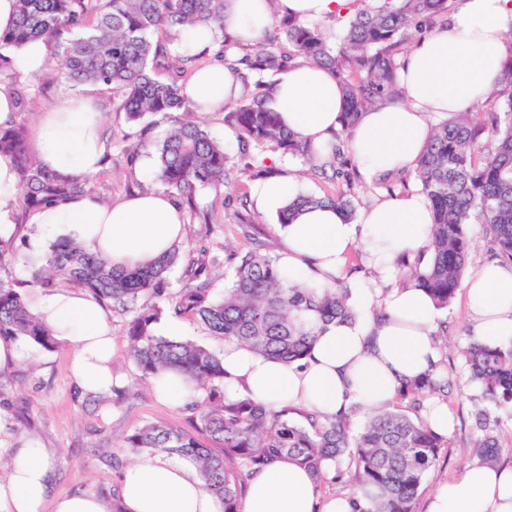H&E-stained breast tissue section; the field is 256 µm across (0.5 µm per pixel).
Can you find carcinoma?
<instances>
[{"label":"carcinoma","instance_id":"1","mask_svg":"<svg viewBox=\"0 0 512 512\" xmlns=\"http://www.w3.org/2000/svg\"><path fill=\"white\" fill-rule=\"evenodd\" d=\"M17 2V22L0 33V49L41 38L53 44L57 59L56 67L40 76L44 82L102 86L129 121H170L156 152L157 180L165 193L185 206L192 220L198 190L214 189L225 196V205L239 204L237 224L249 238L255 212L247 197L232 196L234 157H248L253 149L301 156L312 170L329 167L336 179L351 186L355 165L350 129L366 106L401 99L399 58L413 34L443 24L453 6V0H355L357 7L342 17L335 42L316 23L276 15L259 42L244 45L224 35V0ZM194 28L216 33L219 49L213 59L242 79L241 96L224 107V120L236 134L234 155L199 125L177 117L188 112L182 87L207 58L204 53H182L173 60L170 45ZM299 59L331 71L345 94L342 130L322 159L314 158L311 145L287 131L278 113L265 106L272 79ZM0 81L13 86L18 105V118L0 129V155L10 157L19 174L16 228L21 229L30 212L92 191L94 178L63 177L37 164L28 148L34 89L1 55ZM485 108L491 112L488 123L475 121L470 112L439 121L415 168L417 186L432 210L433 251L411 261L401 258L398 264L442 310L461 286L472 224L489 231V259L512 264V60ZM307 205L332 206L349 217L357 208L345 191L308 193L288 208L281 222ZM183 252L178 244L149 268L116 269L65 238L48 247V273L40 277L41 287L67 284L119 308L128 315L123 327L128 357L141 378L176 369L205 392L202 400L189 404L192 414L185 425L145 424L126 436L125 447L133 453L164 451L195 463L224 512H239L245 479L282 457L306 467L320 482L329 479L326 470L331 469L338 479L349 476L357 493L379 489L365 512H413L422 482L445 447L443 436L421 412L427 399L445 393L447 381L434 374L406 384L395 403L369 414L356 429L352 422L358 405L322 418L289 406L272 409L231 397L224 388L221 355L189 339L159 336L154 325L170 315L202 325L225 343L293 361L307 354L319 331L354 320L349 289L340 281L320 290L289 285L270 246L256 240L252 247L222 257L200 246L197 256L182 266L179 290L170 293L167 273ZM14 259L11 241L0 239V339L51 351L57 340L28 308L23 282L12 275ZM220 276L224 292L216 294L213 284ZM460 356L476 388L471 396L477 406L471 448L479 462H491L501 448L504 419L512 418V341L471 339Z\"/></svg>","mask_w":512,"mask_h":512}]
</instances>
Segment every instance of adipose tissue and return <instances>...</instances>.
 Wrapping results in <instances>:
<instances>
[{
  "mask_svg": "<svg viewBox=\"0 0 512 512\" xmlns=\"http://www.w3.org/2000/svg\"><path fill=\"white\" fill-rule=\"evenodd\" d=\"M351 0H224V31L244 42L259 40L274 15L322 21L344 14ZM25 79L46 72L53 49L38 39L8 55ZM512 60V0H456L446 24L413 43L401 60L404 101L366 109L352 128L357 169L374 186L414 168L435 114L483 105ZM239 93L223 64L200 70L183 94L199 112H219ZM287 127L327 155L341 129L342 89L327 69L304 63L279 75L267 98ZM102 117L92 94L64 97L37 116L34 155L45 169L64 175L97 173L105 145ZM307 187L292 172L253 183L256 213L275 219L283 244L280 264L289 284L319 288L339 281L352 286L351 323L329 325L305 359L288 364L229 343L224 347V385L232 396L267 406L288 404L334 415L359 403L372 408L396 396L405 380L434 371L440 350L434 334L441 312L426 292L403 284L400 255L423 252L432 222L419 189L379 194L353 219L330 207H306L279 223L282 211ZM33 244L67 238L112 266L135 268L157 261L184 239L181 206L164 192L147 190L115 203L95 194L67 198L32 212ZM361 247L376 287L354 274L347 257ZM469 334L478 341L512 340V265L477 266L462 285ZM34 314L71 350L70 372L88 393L111 391L116 352L108 314L93 296L68 288L30 298ZM11 466L0 478V512H112L110 500L92 494L50 497L45 450L30 441L10 449ZM374 490L356 501L319 495L314 476L279 459L248 480L242 512H353L369 507ZM118 497L123 512H223L198 467L164 452H146L126 467ZM428 512H512V469L474 464L433 495Z\"/></svg>",
  "mask_w": 512,
  "mask_h": 512,
  "instance_id": "ef3b65f1",
  "label": "adipose tissue"
}]
</instances>
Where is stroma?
Returning <instances> with one entry per match:
<instances>
[{"instance_id":"obj_1","label":"stroma","mask_w":512,"mask_h":512,"mask_svg":"<svg viewBox=\"0 0 512 512\" xmlns=\"http://www.w3.org/2000/svg\"><path fill=\"white\" fill-rule=\"evenodd\" d=\"M96 105L104 117L107 146L111 160L107 172L95 181V193L109 202L118 201L138 188L159 189L156 179V146L167 129L166 123L151 127L148 136H141V126L128 122L117 111L105 91H97ZM145 141L138 164L142 169L136 182H129L125 150L129 144ZM200 212H211L214 224L195 222L189 225L186 240L190 245H206L212 253L225 249H244L248 243L240 234L229 207H221L213 189H200L196 196ZM0 237L14 241L17 259L12 271L26 281L25 295H32L39 286L32 281L34 269L44 266L45 247L31 248L25 233L14 225L0 224ZM112 334L117 344L115 373L119 389L110 394H91L80 389L68 369L70 352L66 344L54 351L25 350L20 361L0 373V418L5 429L0 440L17 448L28 440H37L45 448L52 471V495L92 493L112 498L118 492L122 470L131 456L124 448V439L136 427L152 422L183 424L186 409H175L157 400L150 386L139 380L138 371L128 357V341L123 334L124 315L110 312ZM442 320L448 334L441 374L449 381L444 403L452 423L436 465L427 473L413 512H427L432 493L442 484L460 477L474 458L470 448L474 389L458 351L469 339V321L463 295H456Z\"/></svg>"}]
</instances>
